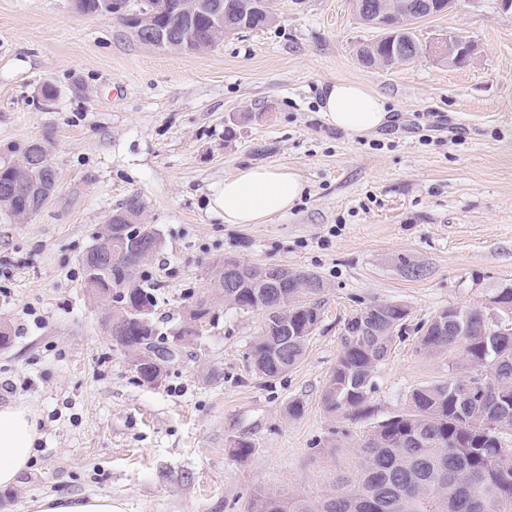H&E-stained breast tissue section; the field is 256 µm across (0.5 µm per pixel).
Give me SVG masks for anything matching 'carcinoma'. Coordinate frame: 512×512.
Returning <instances> with one entry per match:
<instances>
[{
	"mask_svg": "<svg viewBox=\"0 0 512 512\" xmlns=\"http://www.w3.org/2000/svg\"><path fill=\"white\" fill-rule=\"evenodd\" d=\"M184 0H132L131 12L150 15L155 28L169 30L171 50H187L181 29L175 24L178 5ZM195 39L206 50L224 39L228 32L216 28L199 15L194 20ZM417 22L397 28L396 38L407 44L406 61L425 55V44L417 34ZM359 60L367 66H392L389 41L364 44ZM51 136L32 142L20 161L0 167V209L15 218L32 205L28 190L42 181V168L30 164L27 155L36 152L50 159ZM129 224L126 233H139L144 203L137 194L122 205ZM144 260L122 254L112 245V263L102 273L99 287L112 290L105 315L125 337L124 343H138V327L126 318L125 304L142 301L154 307L153 288L143 281ZM236 265L232 259L220 260L207 273L206 291L192 303L196 316L210 313L213 297L244 312H261L264 324L249 351L254 371L273 380L294 367L304 355L308 340L324 314L323 280L312 274L314 287L299 280L273 285L269 277L276 266L251 267L247 280L230 287L225 268ZM288 308V356L281 358L272 349L277 328L271 326L277 314ZM376 311L377 335L362 342L342 340L336 366L322 394L325 411L336 417L362 419L371 413L369 394L374 386L377 364L388 356L395 339V328L408 317V308L394 302L378 303L359 315ZM461 329L449 325L420 326L418 344L426 352L448 355L455 369L482 378L480 385L462 393L460 381L450 376L445 381L418 387L410 394L407 411L379 422L361 443V469L354 489L314 502L303 497L282 498L262 493L253 499L249 512H512V448L504 439L512 434V335L493 334L477 307L465 308Z\"/></svg>",
	"mask_w": 512,
	"mask_h": 512,
	"instance_id": "carcinoma-1",
	"label": "carcinoma"
}]
</instances>
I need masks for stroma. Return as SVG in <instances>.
<instances>
[{
  "label": "stroma",
  "instance_id": "stroma-1",
  "mask_svg": "<svg viewBox=\"0 0 512 512\" xmlns=\"http://www.w3.org/2000/svg\"><path fill=\"white\" fill-rule=\"evenodd\" d=\"M274 6L276 24L176 52L78 14L72 0H0V166L48 134L61 174L27 220L0 210V323L11 330L0 405H34L41 431L0 512H35L52 494L108 495L119 512H244L267 491L344 489L365 436L414 388L452 372L448 357L420 350L414 326L512 282V13L457 0L419 36L465 34L469 62L384 69L357 57L376 32L352 0ZM339 79L381 94L390 122L359 137L326 125L321 88ZM260 164L297 169L303 195L268 223H225L210 209L214 191ZM135 193L162 239L143 266L158 346L213 262L233 257L324 281V315L294 368L259 380L247 355L262 314L219 301L161 383L139 377L82 287L83 255ZM376 302L405 304L410 329L377 368L371 415L331 418L321 397L344 322ZM295 400L303 412L292 418ZM334 429L341 437L325 447ZM238 439L252 443L249 457L231 454Z\"/></svg>",
  "mask_w": 512,
  "mask_h": 512
}]
</instances>
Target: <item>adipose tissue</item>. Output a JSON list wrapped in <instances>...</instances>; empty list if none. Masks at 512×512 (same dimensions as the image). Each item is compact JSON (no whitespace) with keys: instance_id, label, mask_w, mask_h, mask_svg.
<instances>
[{"instance_id":"1","label":"adipose tissue","mask_w":512,"mask_h":512,"mask_svg":"<svg viewBox=\"0 0 512 512\" xmlns=\"http://www.w3.org/2000/svg\"><path fill=\"white\" fill-rule=\"evenodd\" d=\"M323 120L353 136L376 131L389 121L382 95L366 84L337 80L322 89ZM304 183L287 166L256 165L226 177L211 198V208L223 213L228 224H265L285 213L300 198ZM38 412L30 404L11 402L0 406V489L15 486L31 465L40 438ZM36 512H116L108 496L49 495L39 500Z\"/></svg>"}]
</instances>
